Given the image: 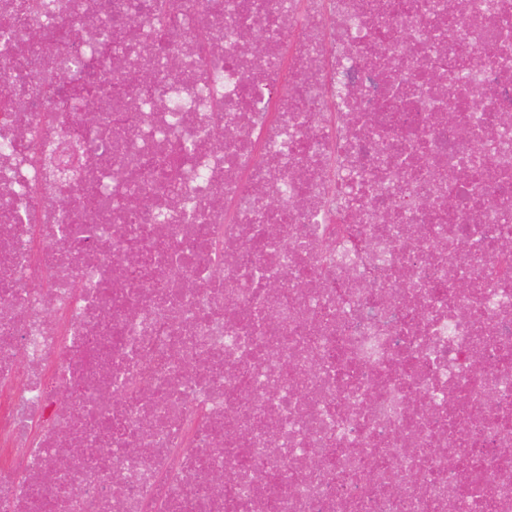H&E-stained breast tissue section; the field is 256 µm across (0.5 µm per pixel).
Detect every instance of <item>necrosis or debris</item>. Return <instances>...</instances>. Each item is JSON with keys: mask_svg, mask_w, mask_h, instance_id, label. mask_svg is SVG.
<instances>
[{"mask_svg": "<svg viewBox=\"0 0 512 512\" xmlns=\"http://www.w3.org/2000/svg\"><path fill=\"white\" fill-rule=\"evenodd\" d=\"M35 2L0 0V512H512V0Z\"/></svg>", "mask_w": 512, "mask_h": 512, "instance_id": "4bbe7bcc", "label": "necrosis or debris"}]
</instances>
